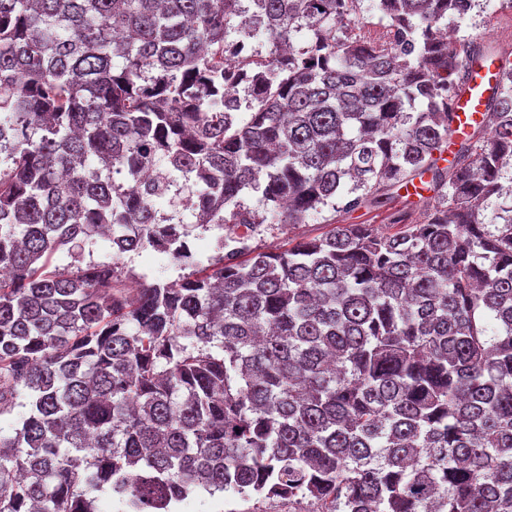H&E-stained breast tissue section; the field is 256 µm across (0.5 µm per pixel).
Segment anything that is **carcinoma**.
I'll return each mask as SVG.
<instances>
[{
  "instance_id": "cac0c4a2",
  "label": "carcinoma",
  "mask_w": 512,
  "mask_h": 512,
  "mask_svg": "<svg viewBox=\"0 0 512 512\" xmlns=\"http://www.w3.org/2000/svg\"><path fill=\"white\" fill-rule=\"evenodd\" d=\"M465 2L0 0V512H512V67L435 158L462 58H493L440 36ZM367 12L396 39L349 31ZM232 29L268 54L225 59ZM153 165L221 230L434 195L211 259L156 223ZM99 238L192 271L54 264ZM404 190L405 188L398 191L394 190V197L381 207L369 210L362 208L350 214L336 213V221L342 220V224H374L384 232H394L397 227L389 224L395 212L405 209V198L401 197L405 194ZM254 498L249 500L238 496H210L205 491L197 492L178 504L176 512H249L254 506Z\"/></svg>"
}]
</instances>
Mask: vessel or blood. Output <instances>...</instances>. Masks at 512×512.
Wrapping results in <instances>:
<instances>
[{
	"mask_svg": "<svg viewBox=\"0 0 512 512\" xmlns=\"http://www.w3.org/2000/svg\"><path fill=\"white\" fill-rule=\"evenodd\" d=\"M464 67L469 72V79L461 89L456 90L450 104L452 128L457 132L481 120L487 99L497 90L501 73V63L497 60L479 64L468 60Z\"/></svg>",
	"mask_w": 512,
	"mask_h": 512,
	"instance_id": "obj_1",
	"label": "vessel or blood"
}]
</instances>
